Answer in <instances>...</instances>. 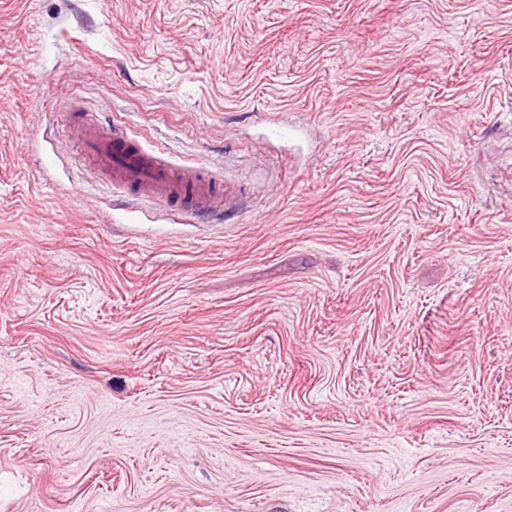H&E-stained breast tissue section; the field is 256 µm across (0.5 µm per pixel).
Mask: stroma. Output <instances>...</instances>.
<instances>
[{
  "label": "stroma",
  "instance_id": "1",
  "mask_svg": "<svg viewBox=\"0 0 512 512\" xmlns=\"http://www.w3.org/2000/svg\"><path fill=\"white\" fill-rule=\"evenodd\" d=\"M0 512H512V0H0ZM81 140L97 157L112 182L132 198H144L166 208L199 212L221 210L236 192L234 185L213 179L197 166H179L161 151L150 149L119 127L112 130L82 123L74 126Z\"/></svg>",
  "mask_w": 512,
  "mask_h": 512
}]
</instances>
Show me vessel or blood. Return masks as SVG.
I'll return each instance as SVG.
<instances>
[{
	"mask_svg": "<svg viewBox=\"0 0 512 512\" xmlns=\"http://www.w3.org/2000/svg\"><path fill=\"white\" fill-rule=\"evenodd\" d=\"M75 130L115 186L132 198L205 212L222 209L236 192L234 185L216 182L204 168L174 164L120 128L82 123Z\"/></svg>",
	"mask_w": 512,
	"mask_h": 512,
	"instance_id": "1",
	"label": "vessel or blood"
}]
</instances>
